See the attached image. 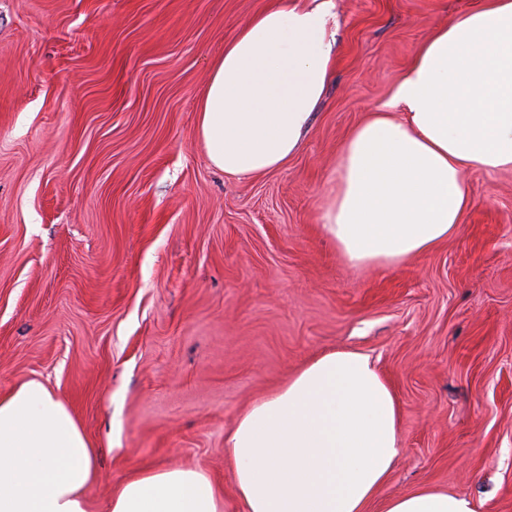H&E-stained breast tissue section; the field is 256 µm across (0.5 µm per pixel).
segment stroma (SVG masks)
<instances>
[{"instance_id": "obj_1", "label": "stroma", "mask_w": 512, "mask_h": 512, "mask_svg": "<svg viewBox=\"0 0 512 512\" xmlns=\"http://www.w3.org/2000/svg\"><path fill=\"white\" fill-rule=\"evenodd\" d=\"M474 0H334L336 68L302 149L228 178L197 137L212 58L271 0H0V392L37 379L98 450L107 512L196 467L242 512L225 439L316 355H367L402 456L368 512L430 486L512 512V170H471L457 233L353 267L317 216L348 132Z\"/></svg>"}]
</instances>
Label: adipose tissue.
I'll list each match as a JSON object with an SVG mask.
<instances>
[{
  "instance_id": "obj_1",
  "label": "adipose tissue",
  "mask_w": 512,
  "mask_h": 512,
  "mask_svg": "<svg viewBox=\"0 0 512 512\" xmlns=\"http://www.w3.org/2000/svg\"><path fill=\"white\" fill-rule=\"evenodd\" d=\"M332 0H273L213 58L197 107L210 163L235 178L283 169L302 147L336 62ZM386 112L348 133L322 207V232L355 267L391 269L458 230L465 177L512 170V0H475L415 52ZM403 112L391 116V109ZM402 451L391 385L354 350L320 354L254 401L225 441L243 512H367ZM97 451L36 379L0 395V512H90ZM107 512H224L197 468L121 481ZM383 512H475L422 487Z\"/></svg>"
}]
</instances>
